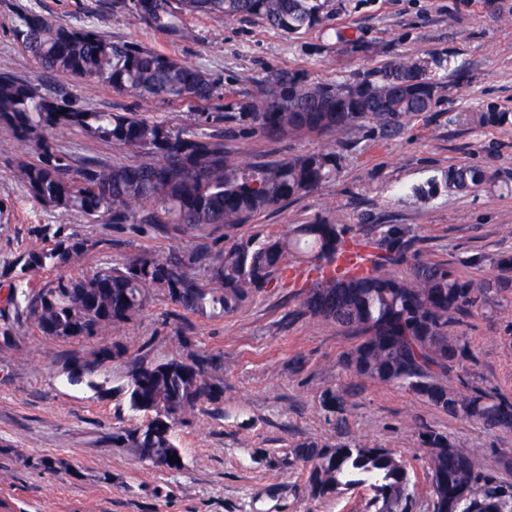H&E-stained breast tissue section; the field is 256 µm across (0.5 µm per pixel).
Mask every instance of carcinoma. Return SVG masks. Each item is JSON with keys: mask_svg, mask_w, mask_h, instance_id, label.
I'll list each match as a JSON object with an SVG mask.
<instances>
[{"mask_svg": "<svg viewBox=\"0 0 512 512\" xmlns=\"http://www.w3.org/2000/svg\"><path fill=\"white\" fill-rule=\"evenodd\" d=\"M322 0H128L129 11L152 30L179 40L194 38L188 14L229 20L259 17L277 32L292 35L322 22ZM16 40L51 74L85 86L104 85L117 94L134 93L147 105L186 106L198 126L228 117L274 141L286 135L314 136L321 145L287 161L240 165L224 146V133H187L138 112L86 109L64 90L48 91L14 75L0 74V131L25 143L37 160L18 161L16 177L43 207L75 211L90 222L159 224L178 231L210 226L224 229V249L189 253L141 251L120 268L104 267L81 279L59 277L25 291L8 285L5 307L26 302V316L48 336H96L134 320L152 293L165 294L182 310L201 316L237 312L250 294L277 287L296 254L319 261L318 277L302 301L301 314L334 324L359 342L342 360L353 378L403 389L453 418L473 420L492 430L512 428V400L475 381L464 368L472 359L467 344L448 335V325L479 307H499L498 293L512 286V255L496 259V281L464 279L448 262L415 252L407 255L392 231L382 239L389 253L372 272L336 271V257L358 253L359 241H346L338 224H299L286 237L256 243L235 236L242 224L311 193L336 178L341 166L337 135L352 133L373 119L388 134L432 109L439 86L411 85V64L394 62L374 79L308 84L294 74L272 71L259 80L257 94L222 104L219 83L206 71L171 55L131 42H112L90 23H54L33 5L17 13ZM79 130L88 138L136 149L138 164H107L94 157L74 167L56 141ZM484 170H448L444 183L461 189L485 182ZM99 240L74 238L44 227L41 245L19 260L21 270L39 272L63 266L96 249ZM394 265H406L400 275ZM198 267L210 272L202 283ZM454 377L456 382L448 384ZM123 393L129 408L148 421L118 438L130 442L141 460L167 471L184 464L168 460L176 447L174 425L204 401L221 400L223 387L208 375L205 360L134 363ZM428 449L433 512H512L502 500L503 482L476 454L428 427L419 432ZM310 463L306 490L326 500L360 487L371 492L370 512L393 506L409 512L402 496L413 485L403 457L365 442L333 445L307 440L294 448Z\"/></svg>", "mask_w": 512, "mask_h": 512, "instance_id": "carcinoma-1", "label": "carcinoma"}]
</instances>
